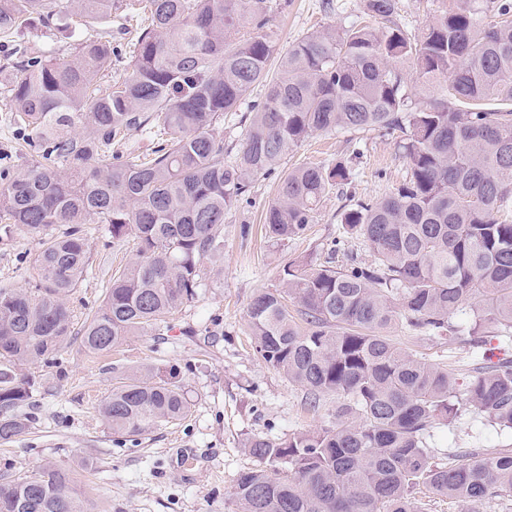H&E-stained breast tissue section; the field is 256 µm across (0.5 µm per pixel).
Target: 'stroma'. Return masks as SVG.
<instances>
[{"mask_svg":"<svg viewBox=\"0 0 512 512\" xmlns=\"http://www.w3.org/2000/svg\"><path fill=\"white\" fill-rule=\"evenodd\" d=\"M273 2L269 26L283 50L310 33L349 24L362 11V0ZM73 21L64 14L58 28L31 25L12 37H0V59L18 43L60 58L72 55L67 26ZM110 28L118 48L106 73L113 80L131 68L137 24L114 19ZM13 77L10 71L0 73V165L23 170L38 153L28 146L26 134L14 130L8 94ZM337 160L345 161L352 173L350 192L330 194L305 236L285 246L268 240L263 217L280 176L258 177L226 214L224 259L193 303L109 354L89 353L74 341L60 349L55 363L27 366L26 375L40 383L28 408L30 427L11 442L0 443V473L31 472L47 461L71 468L82 478L88 512H237V478L257 465L247 449L253 438L276 440L331 425L336 397H323L318 409H308L305 389L256 355L247 310L259 291L282 288L289 262L322 261L328 243L341 237L342 213L355 200L390 194L407 167L395 138L380 130L314 133L283 165ZM83 236L87 271L68 299L77 329L101 305L113 275L136 254L133 240L113 242L106 225H84ZM41 249L39 235L17 229L0 232V288H34ZM389 333L407 351L447 365L460 381L486 361L483 349L459 340L409 337L398 323ZM143 366L174 374L189 395L190 412L137 435H114L97 408L121 374ZM428 443L443 462L458 463L466 452L491 453L512 445V435L466 411L451 425L435 426Z\"/></svg>","mask_w":512,"mask_h":512,"instance_id":"obj_1","label":"stroma"}]
</instances>
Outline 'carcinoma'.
<instances>
[{
	"label": "carcinoma",
	"mask_w": 512,
	"mask_h": 512,
	"mask_svg": "<svg viewBox=\"0 0 512 512\" xmlns=\"http://www.w3.org/2000/svg\"><path fill=\"white\" fill-rule=\"evenodd\" d=\"M271 0H0V34L25 16L49 28L63 12L92 26L121 11L148 21L132 71L103 80L111 34L73 29L61 61L28 47L10 86L13 122L33 132L45 158L0 169V220L53 233L31 291L0 289V441L25 433L18 413L37 390L24 366L49 362L71 336L104 355L191 303L209 280L204 261L224 256V218L251 183L282 165L316 132L382 129L407 159L389 195L341 216L344 233L373 260L293 262L284 288L254 295L248 323L269 367L307 391L309 407L343 400L336 423L276 441L255 438L258 466L241 473L239 512H425L423 487L482 504L512 495V449L437 461L430 430L461 406L512 433V358L478 369L460 402L448 368L387 335L470 336L512 329V0H441L417 36L396 21L397 0H363L376 28L352 22L307 35L279 52ZM280 54L279 70L269 62ZM258 86L234 163L215 128ZM88 129L71 135L74 120ZM152 134V157L120 159L130 131ZM345 162L283 172L264 214L268 239L305 235L325 198L349 184ZM106 224L136 241V258L112 277L102 304L72 331L66 304L87 269L81 225ZM298 308L301 322L288 312ZM184 386L135 371L98 407L119 435L184 418ZM74 471L46 462L0 479V512H85Z\"/></svg>",
	"instance_id": "cac0c4a2"
}]
</instances>
